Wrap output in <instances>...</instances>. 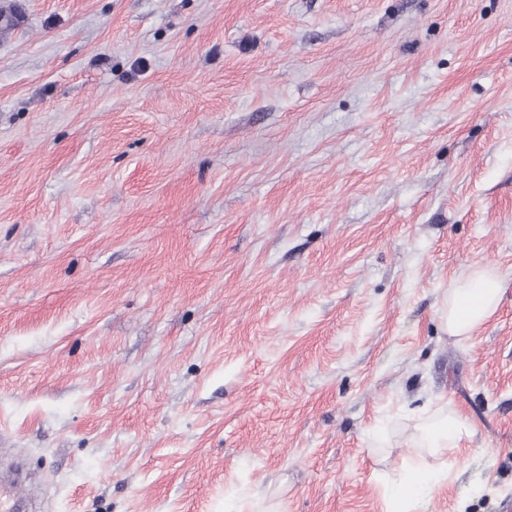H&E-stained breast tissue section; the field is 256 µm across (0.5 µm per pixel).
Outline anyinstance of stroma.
<instances>
[{
    "mask_svg": "<svg viewBox=\"0 0 512 512\" xmlns=\"http://www.w3.org/2000/svg\"><path fill=\"white\" fill-rule=\"evenodd\" d=\"M0 463L28 512L512 502V0H0ZM502 280L470 338L438 315ZM384 434L373 442V432ZM502 292L498 274L487 266L458 278L441 301L439 317L451 336L469 338L497 311ZM413 448H424L434 460L430 462L422 454L409 463L390 482L388 512H411L414 491L418 487L440 490L448 478L452 466L448 451L460 450L462 441L469 437L471 428L466 421L448 407V402H438L425 418Z\"/></svg>",
    "mask_w": 512,
    "mask_h": 512,
    "instance_id": "35a3bbf8",
    "label": "stroma"
}]
</instances>
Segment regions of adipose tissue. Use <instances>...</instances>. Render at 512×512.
Returning a JSON list of instances; mask_svg holds the SVG:
<instances>
[{
    "mask_svg": "<svg viewBox=\"0 0 512 512\" xmlns=\"http://www.w3.org/2000/svg\"><path fill=\"white\" fill-rule=\"evenodd\" d=\"M501 292V279L493 269L472 268L443 297L439 317L450 335L470 337L495 314ZM470 434V426L447 402L436 403L414 441L415 447L421 448V455L390 482L388 512H411L417 488L441 489L451 466L449 452L459 449Z\"/></svg>",
    "mask_w": 512,
    "mask_h": 512,
    "instance_id": "obj_1",
    "label": "adipose tissue"
}]
</instances>
